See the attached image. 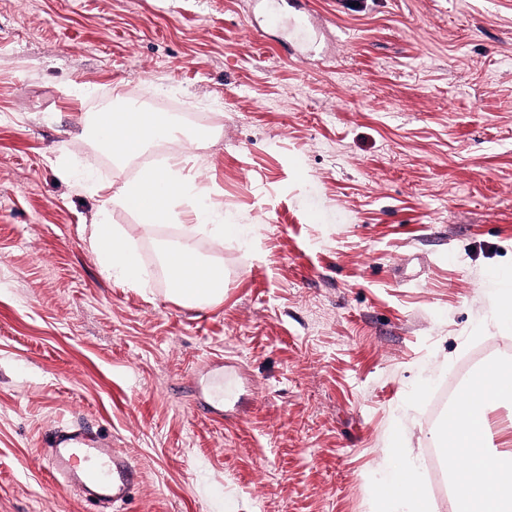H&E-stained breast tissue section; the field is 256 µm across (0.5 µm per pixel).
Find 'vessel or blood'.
I'll return each instance as SVG.
<instances>
[{
	"mask_svg": "<svg viewBox=\"0 0 512 512\" xmlns=\"http://www.w3.org/2000/svg\"><path fill=\"white\" fill-rule=\"evenodd\" d=\"M51 446V471L79 487L87 500L124 503L129 489L137 483L138 471L130 459L107 439L90 436L82 424L58 427Z\"/></svg>",
	"mask_w": 512,
	"mask_h": 512,
	"instance_id": "obj_1",
	"label": "vessel or blood"
}]
</instances>
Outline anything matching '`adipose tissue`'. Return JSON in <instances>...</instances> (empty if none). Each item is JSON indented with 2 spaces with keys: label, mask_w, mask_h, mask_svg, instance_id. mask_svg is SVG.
I'll list each match as a JSON object with an SVG mask.
<instances>
[{
  "label": "adipose tissue",
  "mask_w": 512,
  "mask_h": 512,
  "mask_svg": "<svg viewBox=\"0 0 512 512\" xmlns=\"http://www.w3.org/2000/svg\"><path fill=\"white\" fill-rule=\"evenodd\" d=\"M112 131V136L103 138L101 147L116 159L134 157L157 139L169 141L173 149L165 166L143 170L136 179L113 192L109 203L138 215L148 224L174 219L176 202L192 190L182 168L190 158L192 142L180 137L170 114L148 112L136 105L113 113ZM191 218L179 243L164 257L171 292L188 303L215 304L224 298V276L217 264L200 258L191 241L201 224H213L219 237L223 236L224 227L219 223V213L205 204L194 208ZM90 244L101 255L106 275L131 285L141 283L143 270L124 232L106 220H99L93 226ZM511 401L512 369L489 365L473 379L459 414L448 416L443 432L433 438L436 447L444 450L457 477V512H512V452L491 455L471 448L475 437L490 432L491 409ZM415 476L416 466L411 462L392 470L384 485V512H392L401 499L412 505L413 512H423Z\"/></svg>",
  "instance_id": "obj_1"
}]
</instances>
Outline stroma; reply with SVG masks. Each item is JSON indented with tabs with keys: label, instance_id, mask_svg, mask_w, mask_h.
<instances>
[{
	"label": "stroma",
	"instance_id": "obj_1",
	"mask_svg": "<svg viewBox=\"0 0 512 512\" xmlns=\"http://www.w3.org/2000/svg\"><path fill=\"white\" fill-rule=\"evenodd\" d=\"M162 96L245 227L192 240L210 306L170 291L175 224L93 190L168 145L112 158L89 114ZM103 213L143 287L102 273ZM511 267L512 0H0V512H86L70 421L140 469L122 512H376L410 459L453 512L432 399L512 366ZM499 294L491 311L492 318L503 328L512 327V270L503 272L497 279Z\"/></svg>",
	"mask_w": 512,
	"mask_h": 512
}]
</instances>
